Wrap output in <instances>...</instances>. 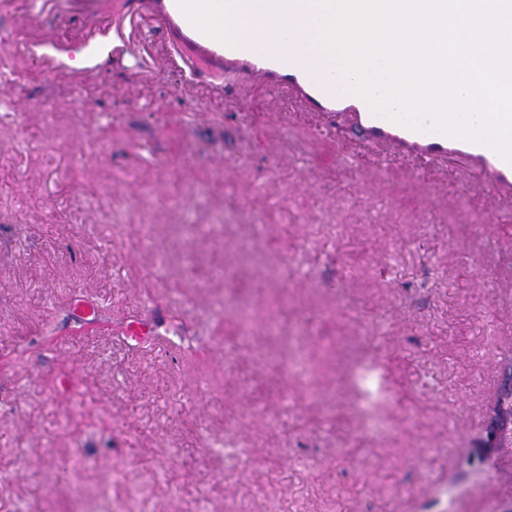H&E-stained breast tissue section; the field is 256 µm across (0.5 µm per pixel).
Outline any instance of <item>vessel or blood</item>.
<instances>
[{
  "label": "vessel or blood",
  "instance_id": "1",
  "mask_svg": "<svg viewBox=\"0 0 512 512\" xmlns=\"http://www.w3.org/2000/svg\"><path fill=\"white\" fill-rule=\"evenodd\" d=\"M137 2L151 7L180 44L208 57L235 80L247 84L260 79L272 88L287 90L306 111L346 115L367 147H382L397 155L429 162L460 159L466 165L462 180L479 177L494 188L500 205L512 209V164L490 147L438 132L416 131L375 113L362 97L340 91L335 80L313 72L295 49L263 53L243 39L228 43L213 39L191 24L177 0ZM306 3L307 0H233L231 12L240 17L261 11L292 17Z\"/></svg>",
  "mask_w": 512,
  "mask_h": 512
}]
</instances>
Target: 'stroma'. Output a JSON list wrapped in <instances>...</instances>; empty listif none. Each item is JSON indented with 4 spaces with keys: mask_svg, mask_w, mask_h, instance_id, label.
Wrapping results in <instances>:
<instances>
[{
    "mask_svg": "<svg viewBox=\"0 0 512 512\" xmlns=\"http://www.w3.org/2000/svg\"><path fill=\"white\" fill-rule=\"evenodd\" d=\"M233 86L131 0H0V512H512V215Z\"/></svg>",
    "mask_w": 512,
    "mask_h": 512,
    "instance_id": "1",
    "label": "stroma"
}]
</instances>
